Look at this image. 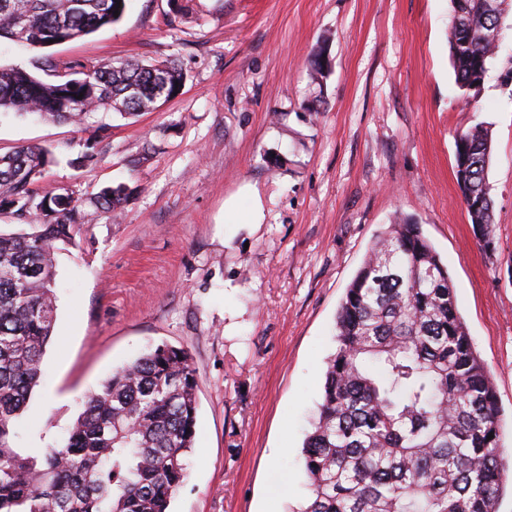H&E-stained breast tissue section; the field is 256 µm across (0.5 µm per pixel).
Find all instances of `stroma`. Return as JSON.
<instances>
[{"label":"stroma","mask_w":512,"mask_h":512,"mask_svg":"<svg viewBox=\"0 0 512 512\" xmlns=\"http://www.w3.org/2000/svg\"><path fill=\"white\" fill-rule=\"evenodd\" d=\"M450 12V0H192L177 21L169 0H130L119 24L58 46L81 61L173 56L186 81L159 110L99 113V141L90 125L0 112V153L57 156L41 189H134L112 214L85 205L55 253L54 331L16 420L19 452L62 446L83 398L148 346L183 347L199 411L169 512H295L338 307L400 214L448 266L512 463V11L471 107ZM479 122L492 139L488 240L455 177L456 136ZM146 139L155 152L136 162ZM90 141L97 163L74 167Z\"/></svg>","instance_id":"1"}]
</instances>
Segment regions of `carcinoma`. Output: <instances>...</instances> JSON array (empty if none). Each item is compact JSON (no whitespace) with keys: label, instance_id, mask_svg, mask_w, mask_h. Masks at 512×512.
I'll return each mask as SVG.
<instances>
[{"label":"carcinoma","instance_id":"cac0c4a2","mask_svg":"<svg viewBox=\"0 0 512 512\" xmlns=\"http://www.w3.org/2000/svg\"><path fill=\"white\" fill-rule=\"evenodd\" d=\"M128 2L0 0V38L33 48L76 41L119 23ZM451 8L455 84L469 103L468 87L497 54L481 37L497 16L481 0ZM36 68L52 80L0 68V110L76 125L97 112L134 117L176 96L184 79L175 58L43 55ZM491 154L484 126L458 134L457 184L485 237ZM53 161L36 145L0 153V215L29 227L0 232V512H168L196 436L197 375L183 347L159 345L113 372L85 398L63 446L25 456L12 446L53 335V253L74 242L84 203L112 213L133 193L124 183L86 196L41 192ZM335 342L302 448L310 495L298 512H497L507 468L496 392L457 314L448 267L420 225L398 215L378 236L341 302Z\"/></svg>","mask_w":512,"mask_h":512}]
</instances>
